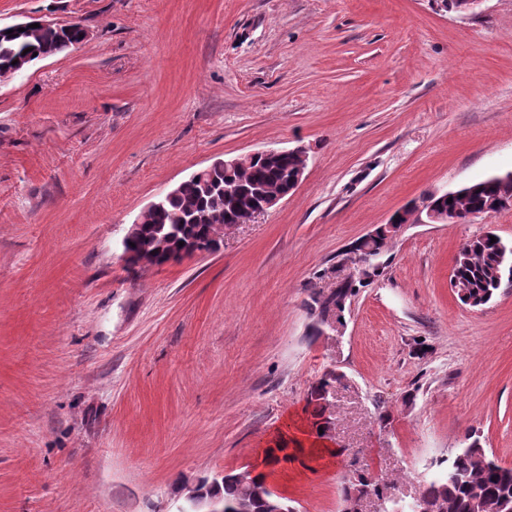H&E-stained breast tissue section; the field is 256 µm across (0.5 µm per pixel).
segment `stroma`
<instances>
[{
  "label": "stroma",
  "instance_id": "1",
  "mask_svg": "<svg viewBox=\"0 0 512 512\" xmlns=\"http://www.w3.org/2000/svg\"><path fill=\"white\" fill-rule=\"evenodd\" d=\"M41 16L90 36L0 78V512H176L328 369L343 455L266 471L295 512H343L355 465L412 501L471 431L512 466V286L475 309L449 282L512 210L408 225L335 335L308 308L407 202L512 171V0H0ZM298 145L301 185L217 251L127 269L160 193Z\"/></svg>",
  "mask_w": 512,
  "mask_h": 512
}]
</instances>
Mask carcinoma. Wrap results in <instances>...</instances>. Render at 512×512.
<instances>
[{
    "mask_svg": "<svg viewBox=\"0 0 512 512\" xmlns=\"http://www.w3.org/2000/svg\"><path fill=\"white\" fill-rule=\"evenodd\" d=\"M83 41L82 31L76 27L60 30L26 28L11 34L0 32V77H9L24 71L16 61L30 57L36 61L58 57ZM304 165L294 154L269 160H256L249 165L226 168L214 174L211 185L197 177L183 180L174 196L165 203L164 210L144 218L135 237L125 245V251L135 257H146L160 237L168 239L174 248L179 242L204 241L222 231L225 224L235 223L241 199L255 201L264 192L279 190ZM452 202H447V199ZM437 209L455 213L465 219L479 218L512 208V173L491 175L472 183L466 193L442 194L436 197ZM496 242H491L490 236ZM388 236L381 231L370 242H357L356 252L364 249L387 253ZM455 281L451 282L458 299L471 308H482L497 295L503 283H512V242L504 241L492 231H485L468 239L460 248L454 264ZM379 273L368 272L366 277L348 280L324 295L311 296L310 307L317 312L315 332L333 319L343 322L346 303L356 295V287L370 282ZM339 381L336 372L325 371L308 393L305 414V433L315 440L335 441L325 419L322 394ZM468 444L452 458L436 463L432 479L422 488L420 498L435 512H512V467L489 458L475 432L466 435ZM296 443L284 435L263 450V464L275 467L297 461L288 453V443ZM267 475L244 470L229 473L217 481L213 494L226 504H236L240 512H266V501L276 499L268 490ZM391 497L395 485L390 481L373 479L366 469H356L343 487L344 501L354 492Z\"/></svg>",
    "mask_w": 512,
    "mask_h": 512,
    "instance_id": "carcinoma-1",
    "label": "carcinoma"
}]
</instances>
